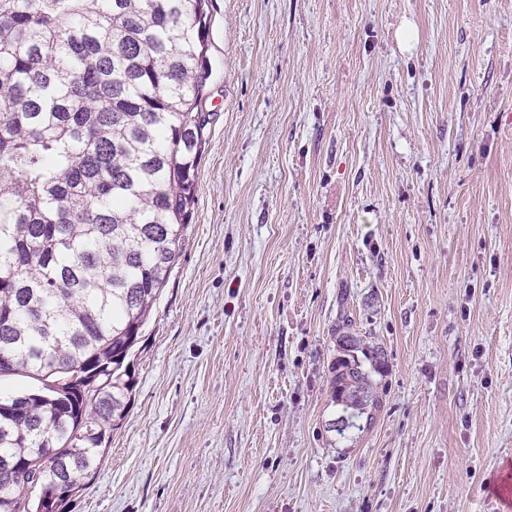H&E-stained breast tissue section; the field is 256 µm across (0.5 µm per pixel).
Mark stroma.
I'll use <instances>...</instances> for the list:
<instances>
[{
	"label": "stroma",
	"instance_id": "35a3bbf8",
	"mask_svg": "<svg viewBox=\"0 0 512 512\" xmlns=\"http://www.w3.org/2000/svg\"><path fill=\"white\" fill-rule=\"evenodd\" d=\"M208 58L192 220L72 512H507L512 0H212ZM346 319L385 365L340 434Z\"/></svg>",
	"mask_w": 512,
	"mask_h": 512
}]
</instances>
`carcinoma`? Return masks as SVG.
I'll return each instance as SVG.
<instances>
[{
  "label": "carcinoma",
  "mask_w": 512,
  "mask_h": 512,
  "mask_svg": "<svg viewBox=\"0 0 512 512\" xmlns=\"http://www.w3.org/2000/svg\"><path fill=\"white\" fill-rule=\"evenodd\" d=\"M208 0H0V512L40 486L66 512L134 381L127 358L192 219L206 116ZM329 367L372 414L360 339ZM97 376L43 387L64 370Z\"/></svg>",
  "instance_id": "1"
}]
</instances>
